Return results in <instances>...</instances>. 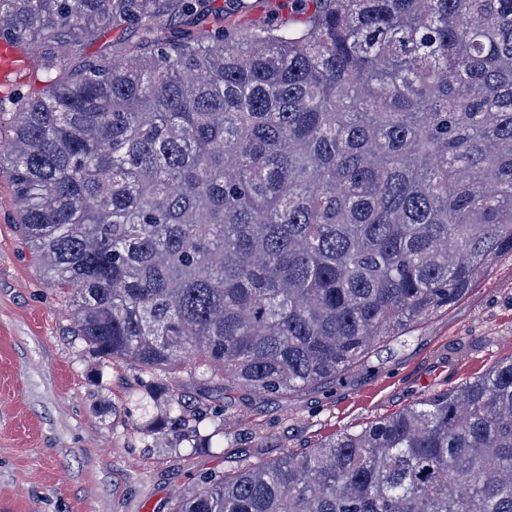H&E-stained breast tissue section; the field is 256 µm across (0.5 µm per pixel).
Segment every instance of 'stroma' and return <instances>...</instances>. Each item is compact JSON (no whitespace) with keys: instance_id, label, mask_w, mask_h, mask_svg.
Returning a JSON list of instances; mask_svg holds the SVG:
<instances>
[{"instance_id":"35a3bbf8","label":"stroma","mask_w":512,"mask_h":512,"mask_svg":"<svg viewBox=\"0 0 512 512\" xmlns=\"http://www.w3.org/2000/svg\"><path fill=\"white\" fill-rule=\"evenodd\" d=\"M288 22L287 0H210L187 19L162 17L174 39L221 27L252 31ZM121 26L78 51L56 44L27 51L22 95L38 88L41 59L61 55L74 70L143 46ZM68 295L47 286L19 228L12 170L0 166V512H167L176 491L202 472L244 457H277L323 436L390 415L413 397L449 390L512 355V253L499 254L469 293L337 380L292 401L242 391L213 393L231 406L223 447L189 450L175 433L142 428L128 409L137 370L111 367L76 337Z\"/></svg>"}]
</instances>
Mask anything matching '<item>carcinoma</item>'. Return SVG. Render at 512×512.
<instances>
[{
  "label": "carcinoma",
  "instance_id": "cac0c4a2",
  "mask_svg": "<svg viewBox=\"0 0 512 512\" xmlns=\"http://www.w3.org/2000/svg\"><path fill=\"white\" fill-rule=\"evenodd\" d=\"M202 0H0V39L148 51L16 96L25 240L77 338L191 448L209 391L292 400L465 296L512 252V0H296L288 27L158 36ZM187 361L201 394L170 374ZM168 512H512V356Z\"/></svg>",
  "mask_w": 512,
  "mask_h": 512
}]
</instances>
